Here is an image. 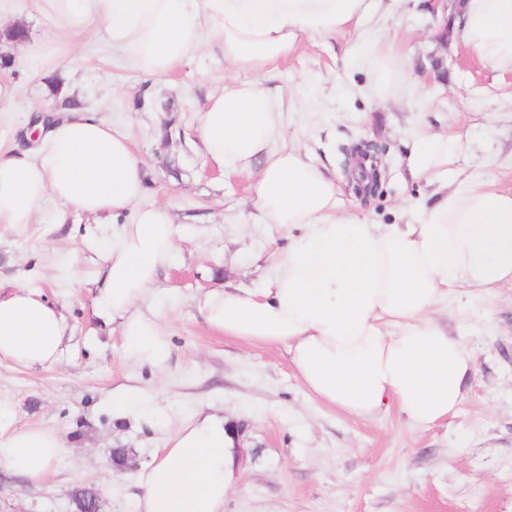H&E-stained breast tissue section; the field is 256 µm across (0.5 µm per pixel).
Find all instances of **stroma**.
<instances>
[{"label": "stroma", "mask_w": 512, "mask_h": 512, "mask_svg": "<svg viewBox=\"0 0 512 512\" xmlns=\"http://www.w3.org/2000/svg\"><path fill=\"white\" fill-rule=\"evenodd\" d=\"M12 4L31 41H54V21L38 0ZM452 20L434 0H376L361 23L304 40L288 58L229 81L223 55L208 49L159 81L131 68L100 36L68 38L70 61L57 76L77 82L82 106L127 137L148 172L143 204L168 205L177 217L173 261L142 306L156 314L170 358L161 369L128 363L118 323L97 308L99 243L117 224L95 223L51 199L30 223L0 225V290H39L71 327L55 364L0 362L7 425L43 426L65 441L39 480L0 468V512H72L71 493L84 485L98 490L103 512H135L140 468L196 408L223 413L239 434L224 512H512L511 282L450 304L448 332L463 336L470 372L456 413L427 430L409 428L393 408L366 420L321 403L284 347L218 333L200 311L211 289L262 287L287 243L284 228L250 218L254 175L225 174L202 154L199 114L228 83L270 87L284 131L276 147H300L326 167L344 209L368 223H406L409 205L430 193L425 181L411 179L408 153L431 131L465 144L453 166L458 177L512 190V73L484 67L445 38ZM361 42L392 43L408 60L411 89L399 102H374L373 75L354 52ZM54 104L42 77L23 63L0 69V149L22 148L32 118ZM363 141L379 146L385 171L379 192L367 198L345 170L346 149ZM123 390L148 393L155 409L114 412L112 395ZM114 448L126 449L127 468H113Z\"/></svg>", "instance_id": "stroma-1"}]
</instances>
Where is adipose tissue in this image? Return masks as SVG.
<instances>
[{
	"label": "adipose tissue",
	"mask_w": 512,
	"mask_h": 512,
	"mask_svg": "<svg viewBox=\"0 0 512 512\" xmlns=\"http://www.w3.org/2000/svg\"><path fill=\"white\" fill-rule=\"evenodd\" d=\"M57 29L103 28L135 68L162 79L195 50L220 48L237 70L261 71L358 21L369 0H44ZM454 33L485 66L512 72V0H462ZM372 92L387 103L407 64L390 44H362ZM279 104L257 82L238 84L200 116L207 158L256 176L252 204L266 224L288 229L278 270L257 290L207 293L210 327L256 346H284L313 397L351 416L396 407L427 429L464 400L470 352L440 323V304L467 288L512 282V191L443 179L463 153L460 138L431 134L409 159L412 179L433 185L405 224H370L341 210L325 169L300 150L277 149ZM146 171L128 141L95 112L76 107L36 152L0 155V224L27 223L55 197L108 224L126 221L104 246L100 310L118 318L126 360L163 367L170 347L141 306L170 265L178 228L164 205H142ZM68 324L40 292L0 296V362H57ZM59 433L0 428V467L42 477L61 455ZM238 441L222 416L194 411L138 478L136 512H224L235 483Z\"/></svg>",
	"instance_id": "adipose-tissue-1"
}]
</instances>
